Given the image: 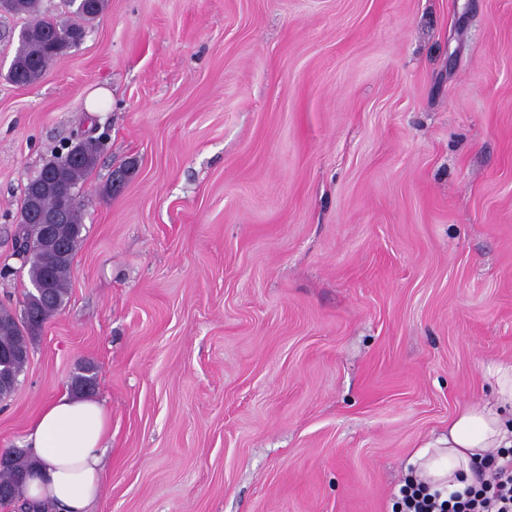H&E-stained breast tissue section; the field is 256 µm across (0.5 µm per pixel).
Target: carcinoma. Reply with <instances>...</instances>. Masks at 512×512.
Masks as SVG:
<instances>
[{"mask_svg": "<svg viewBox=\"0 0 512 512\" xmlns=\"http://www.w3.org/2000/svg\"><path fill=\"white\" fill-rule=\"evenodd\" d=\"M42 0H10L5 11L25 15L29 22L18 36L19 46L8 72L9 80L16 85L27 83L28 75L34 72L45 74L58 57L47 51V44L67 32L84 29L99 17L107 7V0H66L71 20L57 22L46 16L41 9ZM99 153L95 149L85 152L78 161L58 156L49 160L39 176L41 180L79 187L94 169ZM82 214L79 199L72 200L66 211L65 222L60 232L67 242L65 256L53 259L40 246L41 227L26 224L18 227L16 242L22 266L28 267V276L35 284L51 279L54 288L46 295L31 291L25 293L19 308L20 317L11 308L0 307V379L9 381V389L0 393L3 399L14 392L18 377L29 357V341L47 320L63 306L68 296L69 279L77 247L82 239ZM96 383V373L90 366L72 379V388L80 393L90 392ZM27 468L25 453L13 451V460L7 468L0 469V490L7 489L12 498L20 499L24 494V475Z\"/></svg>", "mask_w": 512, "mask_h": 512, "instance_id": "cac0c4a2", "label": "carcinoma"}]
</instances>
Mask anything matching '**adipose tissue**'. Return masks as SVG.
I'll list each match as a JSON object with an SVG mask.
<instances>
[{"label":"adipose tissue","mask_w":512,"mask_h":512,"mask_svg":"<svg viewBox=\"0 0 512 512\" xmlns=\"http://www.w3.org/2000/svg\"><path fill=\"white\" fill-rule=\"evenodd\" d=\"M491 401L462 407L448 434L419 449L411 460L415 477L447 492L457 474L496 448H512V364L492 365ZM108 414L96 400L68 393L47 401L23 443L29 455L25 496L47 512H91L104 481Z\"/></svg>","instance_id":"ef3b65f1"}]
</instances>
